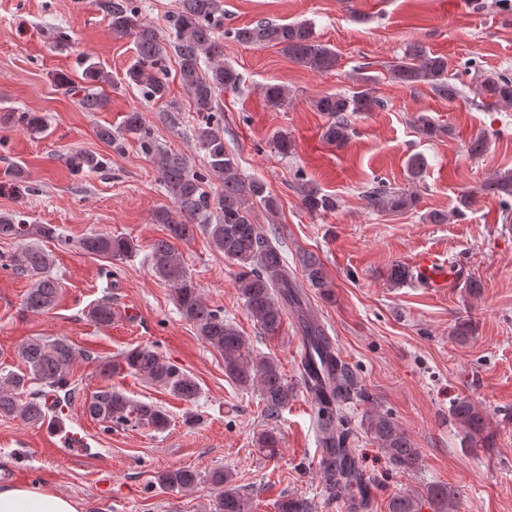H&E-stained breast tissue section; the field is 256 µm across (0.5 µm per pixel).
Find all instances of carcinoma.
Listing matches in <instances>:
<instances>
[{
	"label": "carcinoma",
	"instance_id": "1",
	"mask_svg": "<svg viewBox=\"0 0 512 512\" xmlns=\"http://www.w3.org/2000/svg\"><path fill=\"white\" fill-rule=\"evenodd\" d=\"M102 8L109 16L112 33L132 38L134 61L125 70L123 83L144 90L157 102L169 96V81L165 61L169 53L178 60L179 80L188 93L192 111L201 121L195 127V137L206 158L207 171L193 168L187 155L161 146L152 127L138 111L126 113L117 131L101 126L96 130L99 140L119 151L127 138L136 140L144 155L159 175L160 183L172 207L158 209L156 223L165 226L166 234L156 239L148 258L156 276L172 290L175 306L191 323L199 339L224 357V376L242 391H256L268 418H276L295 397V387L288 383L274 358L255 354L237 326L224 318V311L208 305L193 282L182 260L176 241H189L197 233L206 236L210 246L238 268L239 292L248 317L260 333L273 336L284 321L293 317L302 335L303 353L300 365L306 378L316 382L317 398L314 414L319 445L329 449L321 455L320 473L325 492L339 498L346 494L355 499L354 491H363V474L352 452V431L344 424L347 410L365 401L366 394L352 372L327 341L321 325L308 306L305 288L323 295L332 293L333 282L321 259L313 252L299 256L303 281H298L289 267L288 257L277 227L257 224L254 213L258 208L273 214L277 200L264 181L244 176L235 156L224 144V125L213 119L218 95L238 90L240 73L221 60L223 46L218 33L224 27V9L220 0H178L169 20V32L160 33L142 19L139 0H104ZM227 37L242 45L276 47L288 59L314 72H327L338 62L336 51L319 40L308 21L279 23L261 20L251 26L225 32ZM448 58L431 54L418 44H409L403 54L386 65L394 82L414 87L427 85L437 96L454 101L466 96L465 90L449 81ZM81 103L94 112L108 102L104 87L116 86L112 75L89 58L83 60ZM348 93L324 94L313 101L316 111L328 118L322 138L338 147L344 146L351 135L352 117L384 108V102L369 88L370 77ZM265 101L280 108L288 102V88L279 83H267L261 88ZM477 103L512 108V76L496 73L475 77L473 89ZM11 124L39 133L43 118L34 112H6L0 124ZM413 123L419 134L428 139L452 133L426 114H418ZM72 171L95 170L102 160L86 152H74L68 157ZM294 189L302 205L317 214L330 213L337 207L335 197L322 193L315 186L297 179ZM484 194L499 198L509 206L512 199V171L498 173L480 187ZM370 206L378 212L403 214L418 209V191L401 190L378 183L366 190ZM49 225L25 224L12 213L0 214V237L28 239L51 238ZM87 254L115 261L128 258L134 245L127 238L110 233H89L78 242ZM54 258L39 245L27 244L10 258L8 267L28 281L24 306L31 312L50 310L59 297L60 284L52 276ZM91 320L100 326H110L115 320L112 304L103 301L90 311ZM471 316L455 321L452 336L464 343L475 333ZM19 357L26 371L0 377V416L18 418L26 424L45 423L50 415L72 404L76 386L70 382L75 360V348L64 338L44 341L35 338L21 345ZM155 381L177 396L191 402L198 397L196 381L176 366L168 363L152 347L139 346L128 350L120 362H106L103 373L119 368ZM32 383L42 387L37 393L28 392ZM64 392V397L57 393ZM82 412L93 420L114 427H149L163 431L170 424L169 415L161 407L135 401L122 391L105 387L81 404ZM451 415L464 434L469 446L484 445L490 440L485 411L468 397L456 399ZM366 431L382 448L396 467L411 471L418 465L419 451L410 438L387 414L367 410L363 414ZM280 436L267 430L257 437V445L268 456L277 455ZM207 480L220 489L213 512H252V505L243 492L233 485V474L222 468L209 472ZM200 474L190 468L160 472L157 484L167 489H192ZM460 492L452 486L439 485L427 489V495L414 490L394 495L388 512H421L422 501L431 503L435 512H458ZM277 512H312L311 503L299 497H284L277 503Z\"/></svg>",
	"mask_w": 512,
	"mask_h": 512
}]
</instances>
